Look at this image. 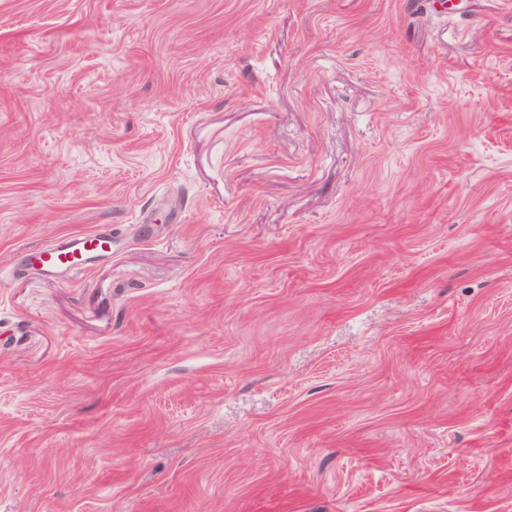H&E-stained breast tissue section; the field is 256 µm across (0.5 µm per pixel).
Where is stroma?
Instances as JSON below:
<instances>
[{
  "instance_id": "35a3bbf8",
  "label": "stroma",
  "mask_w": 512,
  "mask_h": 512,
  "mask_svg": "<svg viewBox=\"0 0 512 512\" xmlns=\"http://www.w3.org/2000/svg\"><path fill=\"white\" fill-rule=\"evenodd\" d=\"M0 512H512V0H0ZM111 251V238L96 233H87L40 248L34 258L39 270L44 275L70 277L85 269L84 262L89 255Z\"/></svg>"
}]
</instances>
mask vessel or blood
Wrapping results in <instances>:
<instances>
[{"mask_svg":"<svg viewBox=\"0 0 512 512\" xmlns=\"http://www.w3.org/2000/svg\"><path fill=\"white\" fill-rule=\"evenodd\" d=\"M111 249V238L96 233H87L38 249L35 259L43 274L70 277L84 270L86 257L94 253L108 252Z\"/></svg>","mask_w":512,"mask_h":512,"instance_id":"vessel-or-blood-1","label":"vessel or blood"}]
</instances>
